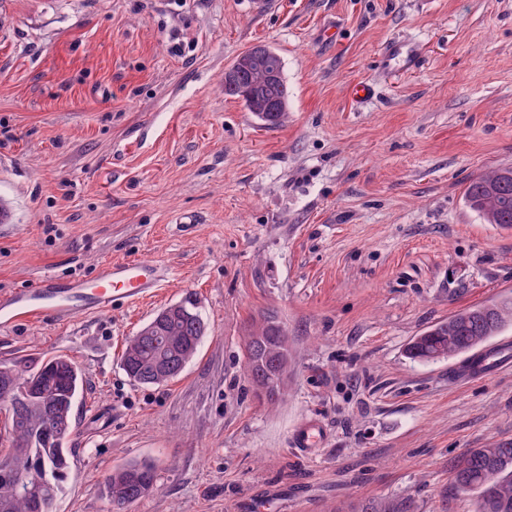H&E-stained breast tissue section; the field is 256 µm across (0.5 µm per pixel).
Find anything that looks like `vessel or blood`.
<instances>
[{"mask_svg": "<svg viewBox=\"0 0 512 512\" xmlns=\"http://www.w3.org/2000/svg\"><path fill=\"white\" fill-rule=\"evenodd\" d=\"M423 55L416 43L388 42L382 50L385 69L408 73L414 71ZM162 270L145 260L114 262L106 266L94 283L74 281L66 284L54 280L41 281L34 288L0 299V324L7 326L32 315L52 316L67 320L86 310H105L119 298L149 295L163 279ZM512 366V343L502 342L498 348H479L467 359L464 372L451 373L454 381L464 375L488 378Z\"/></svg>", "mask_w": 512, "mask_h": 512, "instance_id": "obj_1", "label": "vessel or blood"}]
</instances>
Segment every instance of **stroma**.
<instances>
[{
	"mask_svg": "<svg viewBox=\"0 0 512 512\" xmlns=\"http://www.w3.org/2000/svg\"><path fill=\"white\" fill-rule=\"evenodd\" d=\"M336 24V41L323 31ZM392 39L418 69L384 70ZM282 58L286 125L224 92L256 45ZM375 87L371 100L350 95ZM512 166V0H0V298L146 259L166 278L66 323L0 326V362L66 355L83 392L53 512H107L103 475L157 467L131 512H352L411 498L475 512L453 471L512 443V369L453 384L457 359L407 342L512 296V230L464 202ZM192 298L196 357L159 386L120 367L128 339ZM276 312L288 380L256 396L244 339ZM317 423L310 451L296 431Z\"/></svg>",
	"mask_w": 512,
	"mask_h": 512,
	"instance_id": "stroma-1",
	"label": "stroma"
}]
</instances>
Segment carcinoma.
Masks as SVG:
<instances>
[{
  "mask_svg": "<svg viewBox=\"0 0 512 512\" xmlns=\"http://www.w3.org/2000/svg\"><path fill=\"white\" fill-rule=\"evenodd\" d=\"M224 93L241 97L248 111L262 124L276 127L288 119V87L280 55L273 52L258 62L238 69L234 85ZM466 205L487 224L512 228V166L500 167L473 179L467 186ZM168 314L161 318L160 330L168 343L179 350L169 374L157 380L166 383L178 377L194 358L206 325L195 310V304L184 300L167 306ZM512 324V298L480 303L451 315L407 344L408 358L419 361L426 352L441 346L448 356L464 355L499 335ZM279 329L270 326L260 333L253 332L245 343L246 353L275 356L283 346ZM159 351L150 336H133L122 355L121 365L127 377L148 384L150 361ZM30 385L38 394L24 407L25 422L17 420L9 406L16 391ZM83 389L82 373L66 355H56L32 365L26 359L0 362V411H5V431L8 446L0 449V512H50L51 505L62 490L69 469L70 449L65 438L44 439L53 427L45 407L54 406L59 423L75 428L72 407ZM28 474L39 483L35 495L19 494L4 474L3 464ZM157 469L141 461L118 466L108 472L101 483L102 494L109 512H128L138 500L156 487ZM456 486L466 485V491L476 495V512H512V444L492 448H473L460 461L455 473ZM355 512H414L408 498L369 499L359 503Z\"/></svg>",
  "mask_w": 512,
  "mask_h": 512,
  "instance_id": "1",
  "label": "carcinoma"
}]
</instances>
